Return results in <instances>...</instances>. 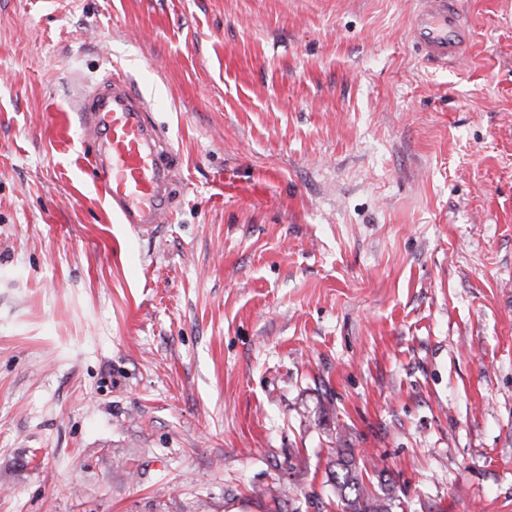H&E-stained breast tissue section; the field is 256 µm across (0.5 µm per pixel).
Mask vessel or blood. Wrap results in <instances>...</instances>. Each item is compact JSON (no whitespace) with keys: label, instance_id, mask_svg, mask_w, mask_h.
<instances>
[{"label":"vessel or blood","instance_id":"vessel-or-blood-1","mask_svg":"<svg viewBox=\"0 0 512 512\" xmlns=\"http://www.w3.org/2000/svg\"><path fill=\"white\" fill-rule=\"evenodd\" d=\"M409 36L427 65L445 69L465 58L472 29L460 0H415ZM77 110L113 214L141 231L165 223L179 195L177 157L144 97L113 76L88 90Z\"/></svg>","mask_w":512,"mask_h":512}]
</instances>
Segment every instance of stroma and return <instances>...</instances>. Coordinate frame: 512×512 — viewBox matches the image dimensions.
<instances>
[{
	"mask_svg": "<svg viewBox=\"0 0 512 512\" xmlns=\"http://www.w3.org/2000/svg\"><path fill=\"white\" fill-rule=\"evenodd\" d=\"M0 0V512H512V0ZM180 156L120 223L76 96ZM460 0H415L410 40L421 59L434 69L454 67L472 41L470 21ZM343 448H336V487L346 508L345 512H392L394 491H384V497L373 493L368 488L363 469L357 467L351 458L345 459ZM348 491V494L346 493Z\"/></svg>",
	"mask_w": 512,
	"mask_h": 512,
	"instance_id": "35a3bbf8",
	"label": "stroma"
}]
</instances>
